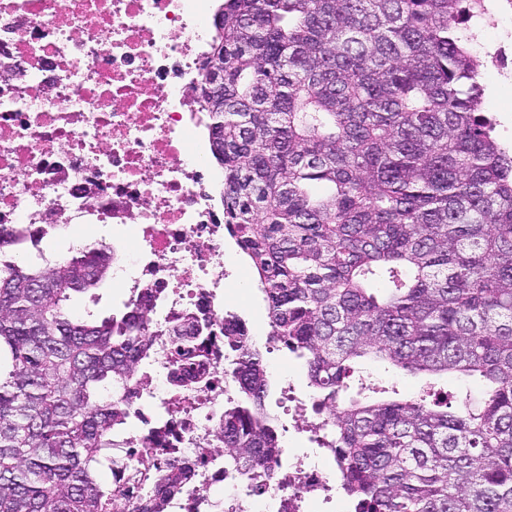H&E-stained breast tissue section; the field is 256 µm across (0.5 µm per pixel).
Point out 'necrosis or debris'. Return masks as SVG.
I'll return each mask as SVG.
<instances>
[{
  "label": "necrosis or debris",
  "mask_w": 512,
  "mask_h": 512,
  "mask_svg": "<svg viewBox=\"0 0 512 512\" xmlns=\"http://www.w3.org/2000/svg\"><path fill=\"white\" fill-rule=\"evenodd\" d=\"M219 0H0V238L43 239L131 224L117 283L158 297L150 333L184 315L207 325L208 382L169 413L164 362L129 400L125 454L160 447L190 468L171 512H246L240 483L211 449L224 411V205L204 162L211 119L198 98ZM284 482L263 498L310 512L331 483L314 458L284 449Z\"/></svg>",
  "instance_id": "4bbe7bcc"
}]
</instances>
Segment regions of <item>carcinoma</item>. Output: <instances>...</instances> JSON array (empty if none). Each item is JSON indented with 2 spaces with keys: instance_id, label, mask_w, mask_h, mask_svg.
I'll list each match as a JSON object with an SVG mask.
<instances>
[{
  "instance_id": "1",
  "label": "carcinoma",
  "mask_w": 512,
  "mask_h": 512,
  "mask_svg": "<svg viewBox=\"0 0 512 512\" xmlns=\"http://www.w3.org/2000/svg\"><path fill=\"white\" fill-rule=\"evenodd\" d=\"M483 0H224L198 88L224 170V230L266 303L264 345L226 336L224 471L277 485L262 350L304 360L323 442L354 512H512V152L483 111V63L459 26ZM224 58V99L211 56ZM113 247L53 264L0 260V512H111L127 400L158 359L142 301L98 319L72 295L112 276ZM192 316L167 330L171 388L208 376ZM372 356L482 382L452 407L429 388L361 386ZM139 512L185 473L143 449Z\"/></svg>"
}]
</instances>
